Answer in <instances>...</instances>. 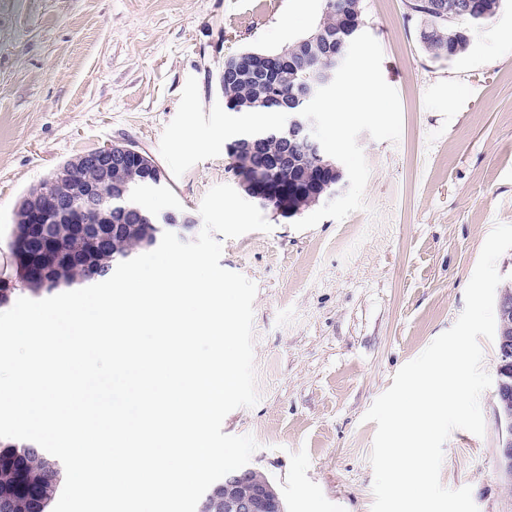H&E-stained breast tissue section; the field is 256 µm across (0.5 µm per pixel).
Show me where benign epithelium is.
<instances>
[{"instance_id": "benign-epithelium-1", "label": "benign epithelium", "mask_w": 512, "mask_h": 512, "mask_svg": "<svg viewBox=\"0 0 512 512\" xmlns=\"http://www.w3.org/2000/svg\"><path fill=\"white\" fill-rule=\"evenodd\" d=\"M441 14L474 17L483 11L481 0H448L435 4ZM326 38L322 32L312 33L302 41L312 68L307 79L298 86L290 104L304 103L319 94L325 84V72L316 66ZM288 137L301 152L314 155L320 160L321 172L328 175V183L333 191L346 184L343 169L323 149L314 134L312 118L305 112L288 113ZM138 154L135 148L124 145L106 144L92 153L83 154L70 164L56 167L45 179L42 188L30 196L24 207V220L31 224L37 236L41 256L30 264V276L43 283L51 282V269L59 264L81 263L87 280L98 281L106 275L97 259L88 251L62 252L55 238L56 225H68L71 236L91 239L102 245L112 242L119 235V225L112 223V199H101L90 184H82L75 179V171L91 168L110 182L120 183L125 174L128 158ZM282 164V159L271 156L258 167L248 162H235L234 171L239 184L249 190L250 198L265 204L271 198L281 197L277 183L270 182L266 170ZM67 186V194L56 193L59 186ZM310 186L299 179L288 188V196L280 203L279 210L289 211L304 197L309 195ZM133 220L138 224H164L180 238H189L195 228V219L182 212L164 213L146 210L136 212ZM501 329L512 325V296L501 294L497 300ZM497 405L499 455L498 464L512 479V338L501 334L497 339ZM254 470L242 467L218 480L216 485L224 487V512H285V505L278 490L269 483L254 482Z\"/></svg>"}]
</instances>
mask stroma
I'll list each match as a JSON object with an SVG mask.
<instances>
[{
	"label": "stroma",
	"mask_w": 512,
	"mask_h": 512,
	"mask_svg": "<svg viewBox=\"0 0 512 512\" xmlns=\"http://www.w3.org/2000/svg\"><path fill=\"white\" fill-rule=\"evenodd\" d=\"M365 26L311 105L342 164L338 194L270 232L225 240L220 264L257 287L258 404L223 421L259 444L249 466L287 512H371L377 425L364 415L397 371L453 326L495 223L512 224V0L468 51L433 58L409 0H361ZM321 0H0V281L22 196L80 154L136 145L164 175L147 207L198 214L235 185L225 145L266 115L224 107V60L310 33ZM382 113L337 124L330 103L360 79ZM484 436L457 429L440 472L479 512H512L497 465L494 389Z\"/></svg>",
	"instance_id": "1"
}]
</instances>
